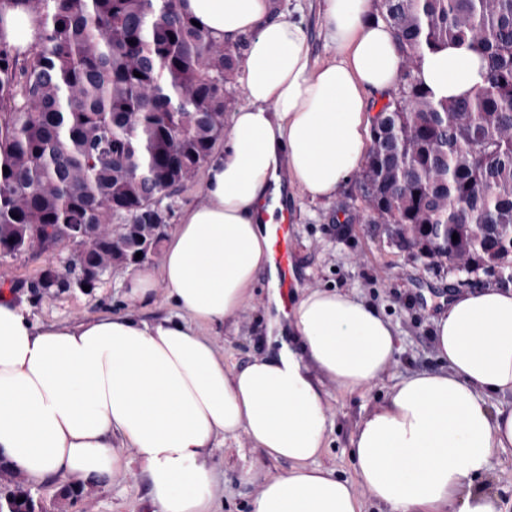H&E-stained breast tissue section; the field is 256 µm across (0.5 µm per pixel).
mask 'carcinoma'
<instances>
[{
	"instance_id": "1",
	"label": "carcinoma",
	"mask_w": 512,
	"mask_h": 512,
	"mask_svg": "<svg viewBox=\"0 0 512 512\" xmlns=\"http://www.w3.org/2000/svg\"><path fill=\"white\" fill-rule=\"evenodd\" d=\"M13 3L40 33L21 52L0 31V257L50 251L68 225L86 224L97 240L73 265L101 278L157 250L164 201L224 136L240 45L193 25L180 0H0V10ZM374 10L402 69L372 121L388 148L356 174L363 219L429 243L434 264L487 260L512 273V0H374ZM450 41L484 62L483 83L459 100L419 78L425 55Z\"/></svg>"
}]
</instances>
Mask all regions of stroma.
I'll return each instance as SVG.
<instances>
[{
  "label": "stroma",
  "instance_id": "1",
  "mask_svg": "<svg viewBox=\"0 0 512 512\" xmlns=\"http://www.w3.org/2000/svg\"><path fill=\"white\" fill-rule=\"evenodd\" d=\"M279 4L302 21L316 64L337 59L336 48L325 35L323 0H279ZM283 198L290 224V264L300 287L351 292L377 308L396 331L395 361L383 378L359 393L345 392L332 382L325 385L328 428L318 464L351 481L355 478L351 445L361 419L388 399L400 379L445 367L432 336V318L441 298L487 285L512 289V280L479 271L466 281L447 266L433 265L415 251L391 243L381 225L355 220L364 203L353 181H346L330 200L312 199L295 185L285 187ZM71 252L66 245L53 251L0 257V292L26 302L32 320L44 325L78 322L112 311L143 310L125 296L128 269L124 266L112 269L90 292L37 288L42 272L59 265ZM286 325L268 280L262 278L236 317L225 320L223 326L206 328L205 333L223 353L225 366L231 368L266 352L269 328ZM212 465L216 512H249L257 486L269 474L290 468L288 461L264 457L243 434L215 449ZM29 487L39 512H152L151 486L135 462L114 476L81 487L74 500L65 497L69 484L60 478Z\"/></svg>",
  "mask_w": 512,
  "mask_h": 512
}]
</instances>
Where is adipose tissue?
<instances>
[{
  "instance_id": "ef3b65f1",
  "label": "adipose tissue",
  "mask_w": 512,
  "mask_h": 512,
  "mask_svg": "<svg viewBox=\"0 0 512 512\" xmlns=\"http://www.w3.org/2000/svg\"><path fill=\"white\" fill-rule=\"evenodd\" d=\"M326 35L340 61L314 64L302 24L277 0H183L213 37L244 42L245 105L228 114L224 148L207 162L205 203L184 209L160 267L135 266L130 300L145 306L156 280L175 312L145 320L115 312L43 326L0 294V464L31 482L59 476L85 485L120 472L127 448L147 474L154 512H214L211 459L246 433L253 448L290 462L261 483L251 512H500L481 483L490 458L512 447V289L457 293L433 319L440 372L397 382L359 423L352 442L358 496L318 466L327 416L323 383L359 392L380 380L397 351L391 322L357 296L302 292L288 310L293 343L239 368L201 326L234 317L269 265V224L283 183L335 197L364 160L369 101L397 89L399 49L370 0H324ZM21 48L38 21L21 5L0 12ZM438 98L483 82L468 44L427 54L419 73Z\"/></svg>"
}]
</instances>
